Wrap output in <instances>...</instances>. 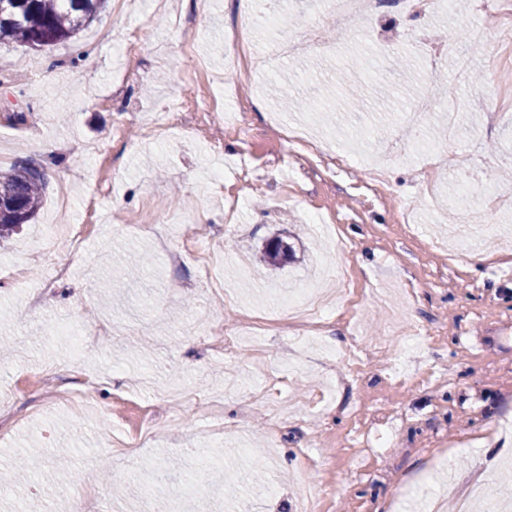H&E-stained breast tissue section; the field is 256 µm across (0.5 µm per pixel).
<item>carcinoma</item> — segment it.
Here are the masks:
<instances>
[{
	"label": "carcinoma",
	"mask_w": 512,
	"mask_h": 512,
	"mask_svg": "<svg viewBox=\"0 0 512 512\" xmlns=\"http://www.w3.org/2000/svg\"><path fill=\"white\" fill-rule=\"evenodd\" d=\"M106 0H8L0 9V45L20 43L30 48L65 42L89 25ZM46 188L44 174L29 165L0 170V240L36 215ZM295 258L280 238L269 239L262 252L266 265L278 268Z\"/></svg>",
	"instance_id": "obj_1"
}]
</instances>
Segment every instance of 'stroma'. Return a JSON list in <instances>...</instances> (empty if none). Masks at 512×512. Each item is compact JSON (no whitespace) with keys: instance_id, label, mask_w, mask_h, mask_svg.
Returning a JSON list of instances; mask_svg holds the SVG:
<instances>
[{"instance_id":"1","label":"stroma","mask_w":512,"mask_h":512,"mask_svg":"<svg viewBox=\"0 0 512 512\" xmlns=\"http://www.w3.org/2000/svg\"><path fill=\"white\" fill-rule=\"evenodd\" d=\"M498 0H460L419 18L397 0L374 16L322 23L325 44L271 58L253 76L261 95L225 98L242 131L216 135L172 124L143 135L164 106L222 96L224 27L239 0H108L67 42L40 50L0 47V169L38 165L47 179L34 223L0 244V393L13 427L0 432V468L27 472L0 489V512H69L73 482L84 512H140V497L113 481L170 496V512H409L426 491L441 512L486 485L512 503V124L490 114L512 86V26L472 55L485 108L473 130L448 137V115L419 133L401 115L414 99L430 43L475 26ZM39 65L36 81L12 71ZM294 105L284 109L282 96ZM311 121L335 150L356 155L339 170L294 159L282 126ZM446 167L470 162L471 182L500 199L461 197L453 179L424 183L427 146ZM254 169L233 223L215 176ZM386 173L373 190L375 168ZM184 213L221 228L204 270L180 225H118L116 215ZM296 255L274 269L268 238ZM349 243L338 253L337 237ZM169 240L182 255L170 264ZM68 274L49 292L54 267ZM267 325L264 352L210 353L194 325ZM127 329L81 337L84 325ZM492 333L490 347H473ZM98 382L83 406L71 390ZM197 455H186V447ZM172 463L168 481L156 464ZM262 486L247 478L254 465Z\"/></svg>"}]
</instances>
